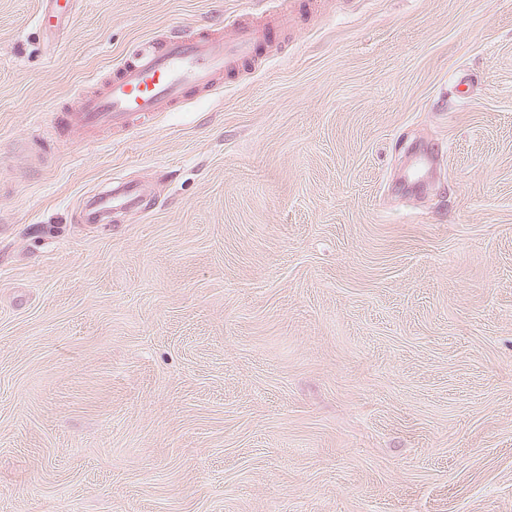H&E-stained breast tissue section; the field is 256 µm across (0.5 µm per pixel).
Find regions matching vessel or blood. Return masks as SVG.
Instances as JSON below:
<instances>
[{"instance_id":"vessel-or-blood-1","label":"vessel or blood","mask_w":512,"mask_h":512,"mask_svg":"<svg viewBox=\"0 0 512 512\" xmlns=\"http://www.w3.org/2000/svg\"><path fill=\"white\" fill-rule=\"evenodd\" d=\"M76 6L77 0H42L36 23L46 31L59 29ZM289 21L283 9L244 14L229 33L215 24L202 33L177 30L149 41L126 55L98 91L57 112L55 122L64 132L92 139L101 131H126L156 113L211 96L226 72L252 60L259 49L273 48L276 30ZM146 195L144 184L112 178L104 188L82 196L81 218L87 224L111 223L116 212L141 211Z\"/></svg>"}]
</instances>
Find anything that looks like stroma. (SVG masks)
<instances>
[{
  "label": "stroma",
  "mask_w": 512,
  "mask_h": 512,
  "mask_svg": "<svg viewBox=\"0 0 512 512\" xmlns=\"http://www.w3.org/2000/svg\"><path fill=\"white\" fill-rule=\"evenodd\" d=\"M0 0V512H512V0H293L88 146L126 52L267 0ZM145 211L78 219L113 176ZM78 0H42V8L36 15L37 25L45 31L66 26L76 11Z\"/></svg>",
  "instance_id": "stroma-1"
}]
</instances>
